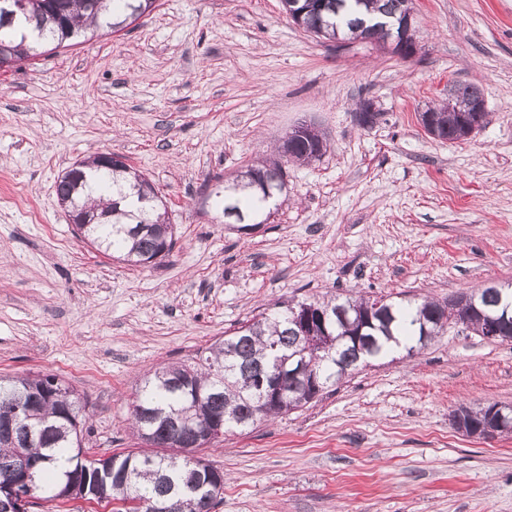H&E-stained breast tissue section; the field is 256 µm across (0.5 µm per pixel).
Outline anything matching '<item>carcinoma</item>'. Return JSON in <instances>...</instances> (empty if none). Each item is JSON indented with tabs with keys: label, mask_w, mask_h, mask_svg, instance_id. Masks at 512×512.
Wrapping results in <instances>:
<instances>
[{
	"label": "carcinoma",
	"mask_w": 512,
	"mask_h": 512,
	"mask_svg": "<svg viewBox=\"0 0 512 512\" xmlns=\"http://www.w3.org/2000/svg\"><path fill=\"white\" fill-rule=\"evenodd\" d=\"M28 15L12 25L0 22V50L14 52L20 60L40 55L39 49L77 43L97 32L115 33L151 11L156 0H31ZM303 29L327 40L372 39L378 24L393 21L412 8V0H307ZM483 98L475 84L448 86V99L456 105ZM381 113L365 102L356 113L358 124L373 127ZM435 139L460 138L455 120L434 131ZM327 150L324 135L309 140L293 130L277 147L279 158L250 165L224 186L217 201L222 213L234 210L240 222L263 221L270 202L258 180L279 195L285 188L281 159L308 163ZM56 195L69 200L75 210L91 218L79 232L91 243L139 264L146 256L170 252L174 228L153 183L140 171L122 166L108 171L89 158L72 167L56 182ZM313 308L312 328L333 337L332 358L309 345L304 330L290 322L293 309ZM499 323L500 341L512 342V289L487 286L443 301H393L389 298L346 297L304 303L290 300L262 312L235 331L196 353L192 362L162 367L148 375L130 405L132 428L152 452L114 453L105 459L83 456L79 418L81 397L54 374L37 373L0 378V416L25 399L24 422L13 440L0 439V512H16L13 488H24L30 498L46 503L65 500L73 490L88 500L102 501L100 493L131 504L126 512H211L223 499L224 473L201 457L191 463L181 448L194 443L192 429L214 422L223 434L243 433L259 424L300 409L318 397L303 383L288 379L285 400L262 401L261 378L273 355L305 360L309 375L318 377L321 390L343 381L370 362L382 359L406 338L411 354L442 335L450 324H461L485 335ZM493 403L479 409L460 408L453 414L457 429L470 436H486L499 429ZM176 419L189 428L171 432L167 422ZM38 466L26 475L15 468L19 454Z\"/></svg>",
	"instance_id": "1"
}]
</instances>
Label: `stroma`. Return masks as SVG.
<instances>
[{"mask_svg":"<svg viewBox=\"0 0 512 512\" xmlns=\"http://www.w3.org/2000/svg\"><path fill=\"white\" fill-rule=\"evenodd\" d=\"M413 10L408 60L318 39L282 0H156L118 33L0 72V377L52 373L80 394L87 458L139 447L128 408L150 370L275 302L512 282V0ZM454 82L482 90L489 122L437 140L419 115ZM304 121L326 153L286 163L268 223H225L213 194ZM100 152L168 207L175 246L153 265L96 250L58 204V176ZM492 403L512 407V344L449 326L202 449L224 472L213 512H512V435L452 422Z\"/></svg>","mask_w":512,"mask_h":512,"instance_id":"1","label":"stroma"}]
</instances>
